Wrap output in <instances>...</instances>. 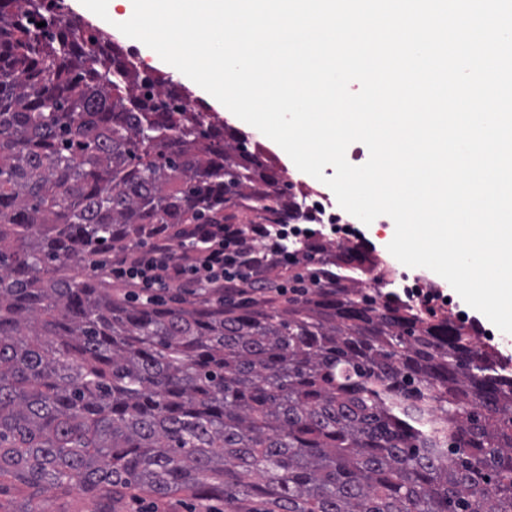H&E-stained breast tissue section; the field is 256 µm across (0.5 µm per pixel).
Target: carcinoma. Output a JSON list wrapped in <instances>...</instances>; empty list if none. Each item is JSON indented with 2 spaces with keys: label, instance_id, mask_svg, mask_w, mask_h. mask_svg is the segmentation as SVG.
I'll list each match as a JSON object with an SVG mask.
<instances>
[{
  "label": "carcinoma",
  "instance_id": "carcinoma-1",
  "mask_svg": "<svg viewBox=\"0 0 512 512\" xmlns=\"http://www.w3.org/2000/svg\"><path fill=\"white\" fill-rule=\"evenodd\" d=\"M54 0H0V512L80 488L224 512H512V368L474 325L360 276V242L277 241L231 288L128 305L98 257L305 204L257 146ZM45 26L40 27L38 23Z\"/></svg>",
  "mask_w": 512,
  "mask_h": 512
}]
</instances>
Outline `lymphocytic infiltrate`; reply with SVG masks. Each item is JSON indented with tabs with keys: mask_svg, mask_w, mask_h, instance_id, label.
<instances>
[{
	"mask_svg": "<svg viewBox=\"0 0 512 512\" xmlns=\"http://www.w3.org/2000/svg\"><path fill=\"white\" fill-rule=\"evenodd\" d=\"M252 251V241L239 237L234 227L198 224L179 243L160 235L132 254L113 255L108 272L113 280L138 288L148 301L169 292L220 293L249 281Z\"/></svg>",
	"mask_w": 512,
	"mask_h": 512,
	"instance_id": "obj_1",
	"label": "lymphocytic infiltrate"
}]
</instances>
